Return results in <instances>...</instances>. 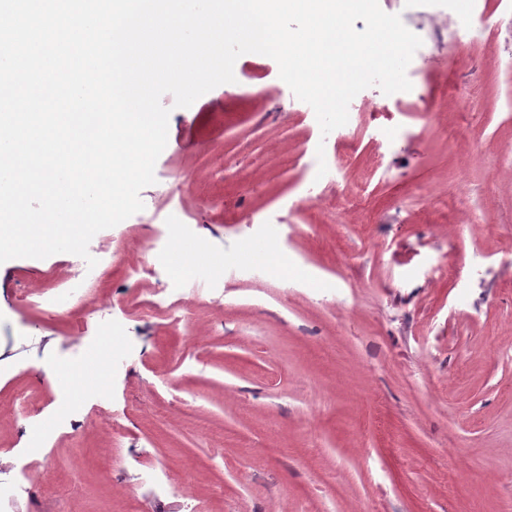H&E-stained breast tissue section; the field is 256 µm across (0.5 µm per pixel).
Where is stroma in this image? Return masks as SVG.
<instances>
[{"mask_svg": "<svg viewBox=\"0 0 512 512\" xmlns=\"http://www.w3.org/2000/svg\"><path fill=\"white\" fill-rule=\"evenodd\" d=\"M379 5L423 41L411 91L364 89L325 135L244 54L162 96L156 181L95 267L0 265V482L35 484L0 512H512V0ZM171 222L212 269L171 263ZM51 286L88 318L37 309Z\"/></svg>", "mask_w": 512, "mask_h": 512, "instance_id": "1", "label": "stroma"}]
</instances>
